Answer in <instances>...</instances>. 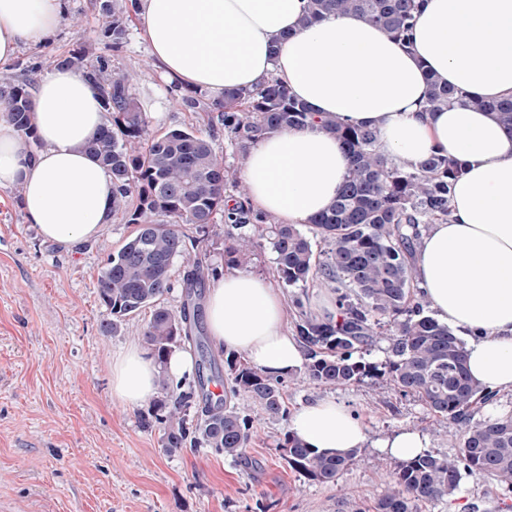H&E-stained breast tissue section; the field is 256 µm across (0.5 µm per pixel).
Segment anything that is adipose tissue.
I'll return each instance as SVG.
<instances>
[{
	"mask_svg": "<svg viewBox=\"0 0 512 512\" xmlns=\"http://www.w3.org/2000/svg\"><path fill=\"white\" fill-rule=\"evenodd\" d=\"M306 0H137L143 37L163 76L222 98L230 89L280 81L320 116L372 128L386 157L420 167L432 154L459 160L450 221L429 225L416 283L432 315L466 336L473 380L512 391V135L489 103L512 97V0H425L409 45L353 14L301 25ZM66 0H0V69L24 44H45ZM460 102L422 111L429 80ZM28 140L0 116V189H21L27 223L63 245L96 239L112 222V177L84 146L105 123L101 97L79 70L37 82ZM350 166L319 126L262 136L240 179L254 210L304 224L330 209ZM206 323L214 348L284 377L304 359L289 332L285 297L271 277L225 269L209 285ZM157 390L154 361L130 345L112 356V398L127 406ZM289 429L330 454L365 447L364 424L344 401L316 398Z\"/></svg>",
	"mask_w": 512,
	"mask_h": 512,
	"instance_id": "adipose-tissue-1",
	"label": "adipose tissue"
}]
</instances>
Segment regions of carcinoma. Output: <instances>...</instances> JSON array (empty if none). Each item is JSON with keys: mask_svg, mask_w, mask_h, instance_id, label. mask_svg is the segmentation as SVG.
Listing matches in <instances>:
<instances>
[{"mask_svg": "<svg viewBox=\"0 0 512 512\" xmlns=\"http://www.w3.org/2000/svg\"><path fill=\"white\" fill-rule=\"evenodd\" d=\"M136 0H98L107 19L103 36L122 44ZM420 4L417 0H307L302 23L330 13H353L405 42L410 38ZM57 67L83 71L98 90L106 123L86 149L112 175V212L137 226L135 235L109 257L97 280V291L112 318L106 333L120 329L126 317L153 308L144 337L158 366V386L171 392L167 372L170 355L187 343L200 353L195 384L174 398L157 400L140 416L141 426L160 425L164 451L175 455L190 444L242 459L253 437V420L234 400L244 395L268 417L284 418L286 378L272 377L240 362L235 355L217 358L202 336L196 300L217 269L197 257L184 278L180 310L161 305L172 288L175 258L199 247L203 238H188L182 225L207 233L217 216L228 226L224 262L249 263L260 239L270 240L279 281L285 288H304L317 278L336 295V317L319 320L303 310L294 328L307 349L304 373L322 385L342 386L384 377L401 392L418 397L435 417L467 423L474 410L496 396L471 378L464 343L453 329L437 322L415 300L416 250L422 228L449 219L451 187L463 173L454 158L433 155L420 168L395 162L380 153L374 131L335 116L317 117L278 82L251 91L227 90L215 100L201 91L177 88L182 105L203 112L209 131L175 128L155 133L131 92L124 72L109 71V60L83 47L54 60ZM32 79L0 83L4 116L26 138L37 141L31 124ZM460 100L457 90L431 81L426 109L435 111ZM489 109L512 134V99ZM317 123L333 135L350 156L347 178L332 208L310 223L312 235L299 224H274L254 211L245 192L236 206L224 208L235 193L234 179L212 145L218 131L232 136L247 153L263 135ZM327 246L315 252L312 238ZM390 326L387 357L378 364L358 355ZM233 383L221 398L210 400L208 385ZM198 404L195 419L187 411ZM288 467L307 480L333 484L356 460L358 450L327 455L307 447L288 432L278 444ZM486 473L512 487V416L483 420L465 429L453 457L425 451L395 465L386 493L374 512H418L423 504L454 494L461 469Z\"/></svg>", "mask_w": 512, "mask_h": 512, "instance_id": "carcinoma-1", "label": "carcinoma"}]
</instances>
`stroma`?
I'll list each match as a JSON object with an SVG mask.
<instances>
[{
    "instance_id": "stroma-1",
    "label": "stroma",
    "mask_w": 512,
    "mask_h": 512,
    "mask_svg": "<svg viewBox=\"0 0 512 512\" xmlns=\"http://www.w3.org/2000/svg\"><path fill=\"white\" fill-rule=\"evenodd\" d=\"M94 0H69L64 23L44 45H22L15 65L52 69L76 45L127 72L138 106L154 131L207 130L200 112L182 109L140 36L138 22L111 47ZM19 189H0V512H363L384 493L394 461L374 443L395 431L425 433L431 452L459 451L461 425L434 420L417 398L383 380L347 386L289 376V411L316 397L347 402L367 426L370 446L333 484L300 477L280 457L287 419L256 418L245 461L207 448L167 455L159 430L143 429L140 408L112 399L114 351L143 344L151 309L100 329L108 313L97 279L110 255L135 231L114 215L97 239L74 246L44 240L27 224ZM512 489L479 472L463 473L458 489L420 512H507Z\"/></svg>"
}]
</instances>
